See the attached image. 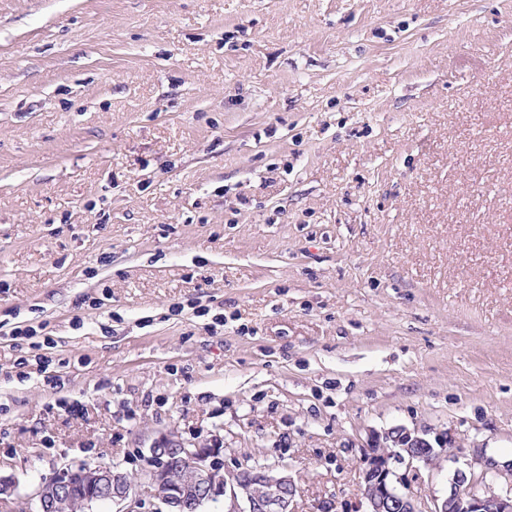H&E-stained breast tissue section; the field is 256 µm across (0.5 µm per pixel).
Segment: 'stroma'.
I'll return each mask as SVG.
<instances>
[{
	"instance_id": "35a3bbf8",
	"label": "stroma",
	"mask_w": 512,
	"mask_h": 512,
	"mask_svg": "<svg viewBox=\"0 0 512 512\" xmlns=\"http://www.w3.org/2000/svg\"><path fill=\"white\" fill-rule=\"evenodd\" d=\"M1 322L8 512L163 436L294 512L400 428L425 499L511 461L512 0H0Z\"/></svg>"
}]
</instances>
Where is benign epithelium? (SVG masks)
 Instances as JSON below:
<instances>
[{"mask_svg":"<svg viewBox=\"0 0 512 512\" xmlns=\"http://www.w3.org/2000/svg\"><path fill=\"white\" fill-rule=\"evenodd\" d=\"M430 450L426 438L406 429L382 438V447L370 449L362 471L366 512H512V487L486 491L496 477L512 480V463L501 470L487 461L478 473L458 471L442 497L426 500L406 492L410 472L416 471V464L426 462ZM149 453L144 477L165 512H200L205 503L220 497L230 500L227 512H292L296 483L274 466L226 469L212 461L214 449L193 448L170 437L158 439ZM184 464L193 470V479L180 483L173 472ZM397 465L405 467L404 473H396ZM79 484L92 491L81 500L87 512L98 501L121 505L119 512H140L136 477L114 465L85 464L68 466L40 485L39 512H65L71 489Z\"/></svg>","mask_w":512,"mask_h":512,"instance_id":"obj_1","label":"benign epithelium"}]
</instances>
